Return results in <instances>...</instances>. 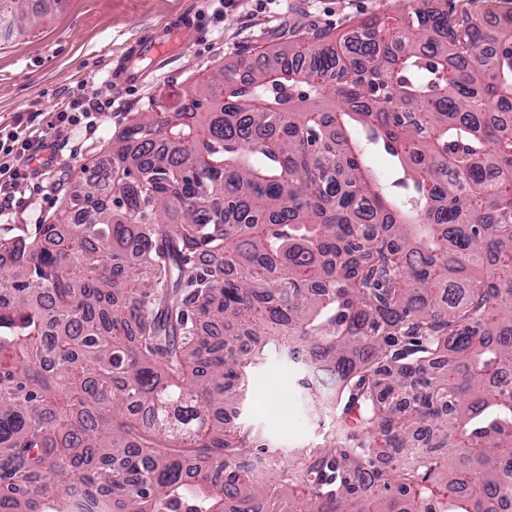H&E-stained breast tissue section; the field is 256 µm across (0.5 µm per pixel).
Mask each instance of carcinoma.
I'll return each mask as SVG.
<instances>
[{
    "label": "carcinoma",
    "mask_w": 512,
    "mask_h": 512,
    "mask_svg": "<svg viewBox=\"0 0 512 512\" xmlns=\"http://www.w3.org/2000/svg\"><path fill=\"white\" fill-rule=\"evenodd\" d=\"M65 0H0L15 31ZM512 0H395L140 112L0 237V512H496L512 498ZM380 145L394 194L367 165ZM272 345L331 430L274 478ZM424 439V459L401 454Z\"/></svg>",
    "instance_id": "obj_1"
}]
</instances>
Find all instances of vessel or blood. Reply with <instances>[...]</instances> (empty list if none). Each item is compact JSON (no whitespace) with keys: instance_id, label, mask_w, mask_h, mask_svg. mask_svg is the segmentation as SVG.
Wrapping results in <instances>:
<instances>
[{"instance_id":"vessel-or-blood-1","label":"vessel or blood","mask_w":512,"mask_h":512,"mask_svg":"<svg viewBox=\"0 0 512 512\" xmlns=\"http://www.w3.org/2000/svg\"><path fill=\"white\" fill-rule=\"evenodd\" d=\"M203 35V29L195 16L179 17L168 25L148 31L144 36L132 41L125 54L112 62L108 81L113 87H123L138 83L145 75L139 63L151 60L153 64L164 61L169 47L180 43L190 44Z\"/></svg>"}]
</instances>
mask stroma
<instances>
[{
    "instance_id": "obj_1",
    "label": "stroma",
    "mask_w": 512,
    "mask_h": 512,
    "mask_svg": "<svg viewBox=\"0 0 512 512\" xmlns=\"http://www.w3.org/2000/svg\"><path fill=\"white\" fill-rule=\"evenodd\" d=\"M392 7V0H237L228 9L220 0H66L24 34L0 38V131L46 136L54 154L40 180L9 190L0 235L31 234L51 223L64 198L81 190L80 167L137 113L177 98L191 82L220 68L257 62L280 42L314 31L340 33ZM191 13L206 30L203 38L173 46L164 65L149 68L140 83L112 89L107 73L129 41ZM73 105L101 113L96 131L52 127L55 113ZM254 378L262 388L251 392L242 425L263 433L288 457L316 445L330 419L308 405L300 366L273 349Z\"/></svg>"
}]
</instances>
